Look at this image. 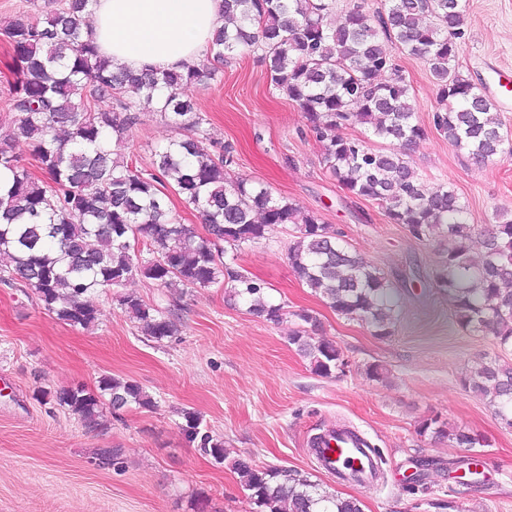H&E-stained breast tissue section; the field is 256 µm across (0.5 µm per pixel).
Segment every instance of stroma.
Masks as SVG:
<instances>
[{"label":"stroma","mask_w":512,"mask_h":512,"mask_svg":"<svg viewBox=\"0 0 512 512\" xmlns=\"http://www.w3.org/2000/svg\"><path fill=\"white\" fill-rule=\"evenodd\" d=\"M465 4L459 69L495 100L512 136V91L505 89L512 82V0ZM391 55L413 88L415 121L424 130L409 151L414 174L429 189L453 187L472 224L512 218V153L478 164L451 146L434 126L437 86L426 61L396 49ZM223 69L222 79H203L192 96L212 139L232 145V174L314 213L388 279L390 335L336 314L299 281L287 259L292 224L270 227L234 253L235 268L282 306L277 322L253 315L249 300L227 285L188 288L176 302L177 334L157 343L116 301L124 291L162 309L175 304L152 280L138 276L99 294L98 318L85 328L57 320L35 294L0 284V512H249L232 467L240 457L308 473L327 491L360 500L363 512H512V427L462 383L491 360L512 364V349L492 333L457 325L434 281L444 233L415 238L375 202L339 185L310 122L272 89L258 54L237 56ZM185 136L151 112L119 151L146 168L156 147ZM301 311L317 319L312 336L340 348L343 371L317 375L290 343ZM373 365L380 377L369 375ZM104 375L137 381L155 408L128 406L109 417L104 432L89 433L68 411L40 400L45 391L96 389ZM186 409L223 438L224 464L189 443ZM434 416L479 435L481 446L419 434ZM339 425L359 430L380 452L385 464L375 484L339 481L312 457L311 439ZM100 448L120 449L122 469L94 466ZM470 458L480 464L482 483L467 488L460 471Z\"/></svg>","instance_id":"35a3bbf8"}]
</instances>
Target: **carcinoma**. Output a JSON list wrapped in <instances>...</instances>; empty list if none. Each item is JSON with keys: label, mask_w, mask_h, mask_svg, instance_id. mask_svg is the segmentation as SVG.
Listing matches in <instances>:
<instances>
[{"label": "carcinoma", "mask_w": 512, "mask_h": 512, "mask_svg": "<svg viewBox=\"0 0 512 512\" xmlns=\"http://www.w3.org/2000/svg\"><path fill=\"white\" fill-rule=\"evenodd\" d=\"M93 0H61L39 13L33 0L0 31L14 67L7 105L11 134L0 138V282L30 289L44 308L70 326L97 319L94 297L137 276L174 294L224 281L251 299V311L277 322L282 306L264 300L261 285L224 262L227 248L259 240L272 225L294 224L288 264L336 314L390 334L393 302L389 281L336 240L312 213L266 187L229 173L230 147L210 149L206 119L190 93L201 78L217 76L213 62L259 51L271 85L306 114L321 143L330 174L349 193L376 202L394 223L421 239L446 228L448 249L436 274L448 292L456 322L473 332H492L512 346V219L481 231L485 258L475 267L469 247L475 233L468 208L448 188L428 189L411 173L408 150L423 136L414 123L411 85L399 74L386 43L426 60L438 88L434 126L452 146L478 161L506 150L495 104L456 64V36L464 17L461 0H388L374 16L353 8L335 22V0H224V25L209 53L185 72L138 73L112 69L81 19ZM144 112H159L191 135L154 151L145 173L115 154ZM357 116L391 148L331 137L336 124ZM23 139L29 157L15 151ZM197 210L206 236L173 212L167 191ZM143 335L161 342L178 332L175 320L134 294L118 297ZM291 343L315 373L329 377L344 364L341 350L306 330ZM464 386L482 395L496 417L512 426V364L490 362L470 372ZM112 409L135 404L151 409L154 398L135 380L103 375L97 390L84 387L42 392V401L66 409L88 432L107 426L104 397ZM189 441H199L215 463L226 459L224 440L200 429V417L183 413ZM419 433L473 448L480 439L448 430L436 418ZM96 458L122 468L118 448ZM250 512H361L355 498H339L297 471L264 468L247 458L233 463Z\"/></svg>", "instance_id": "obj_1"}]
</instances>
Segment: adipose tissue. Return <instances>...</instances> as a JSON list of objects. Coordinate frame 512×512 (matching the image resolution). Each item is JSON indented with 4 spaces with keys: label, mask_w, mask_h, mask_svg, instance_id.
<instances>
[{
    "label": "adipose tissue",
    "mask_w": 512,
    "mask_h": 512,
    "mask_svg": "<svg viewBox=\"0 0 512 512\" xmlns=\"http://www.w3.org/2000/svg\"><path fill=\"white\" fill-rule=\"evenodd\" d=\"M223 12L224 0H97L90 33L114 66L182 71L205 57Z\"/></svg>",
    "instance_id": "ef3b65f1"
}]
</instances>
